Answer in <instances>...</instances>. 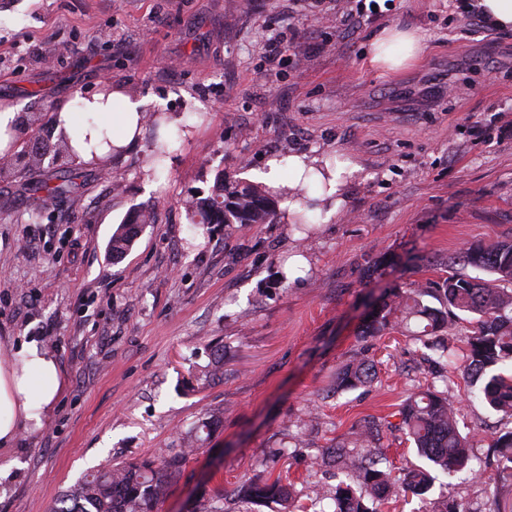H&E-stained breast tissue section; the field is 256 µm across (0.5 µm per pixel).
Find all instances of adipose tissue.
I'll return each instance as SVG.
<instances>
[{"mask_svg": "<svg viewBox=\"0 0 512 512\" xmlns=\"http://www.w3.org/2000/svg\"><path fill=\"white\" fill-rule=\"evenodd\" d=\"M395 42L405 46L403 56H393ZM421 51V38L415 32L386 29L372 44L370 62L381 70L397 72ZM79 102L81 114H74L67 104L52 114L56 134L70 140L77 160L103 161L110 158L112 147L124 149L134 142L144 100L131 98L116 84L110 95L98 92L80 97ZM62 388L58 359L36 341L0 343V449L13 447L23 432L41 427Z\"/></svg>", "mask_w": 512, "mask_h": 512, "instance_id": "obj_1", "label": "adipose tissue"}]
</instances>
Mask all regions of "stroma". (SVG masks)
I'll return each instance as SVG.
<instances>
[{"label":"stroma","instance_id":"obj_1","mask_svg":"<svg viewBox=\"0 0 512 512\" xmlns=\"http://www.w3.org/2000/svg\"><path fill=\"white\" fill-rule=\"evenodd\" d=\"M464 0H0V105L19 106L26 136L54 141L39 170L0 171V340L53 352L64 388L53 416L24 433L0 480V512H50L84 474L185 453L157 512H276L242 502L247 479L293 483L297 512L314 486L334 489L327 450L366 418L396 479L418 458L394 428L424 390V349L394 331L358 337L370 302L439 280L473 244L512 239V30L482 28ZM416 31L424 51L394 76L372 67L380 30ZM281 42L280 63L267 44ZM117 82L167 114L181 135L161 177L146 164L151 128L83 184L51 202L26 190L72 164L50 114ZM350 162L345 203L310 189L308 232L292 224L206 225L186 207L216 175L254 180L268 159ZM149 208L132 250L107 246ZM374 380L337 391L358 352ZM448 394L479 477L439 476L421 498L379 512H498L485 483L489 447L512 420L473 398L461 372ZM217 415L204 440L187 432Z\"/></svg>","mask_w":512,"mask_h":512}]
</instances>
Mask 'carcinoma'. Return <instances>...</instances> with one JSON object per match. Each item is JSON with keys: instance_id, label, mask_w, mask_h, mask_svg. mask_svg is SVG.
Masks as SVG:
<instances>
[{"instance_id": "cac0c4a2", "label": "carcinoma", "mask_w": 512, "mask_h": 512, "mask_svg": "<svg viewBox=\"0 0 512 512\" xmlns=\"http://www.w3.org/2000/svg\"><path fill=\"white\" fill-rule=\"evenodd\" d=\"M80 174L60 171L40 179L32 187L43 193V200H55L74 192ZM288 195L285 187L271 188L219 175L207 196L187 207L190 223L274 224L285 218L278 202ZM153 221L149 211H138L119 225L109 242L112 258L128 253L138 239L143 225ZM471 267L485 276H469L455 266ZM437 301L432 305L429 299ZM359 335L377 336L401 328L416 343L431 350L434 363L448 359V347L434 346L428 337L449 323L466 321L471 330L466 336L462 373L471 396L482 400L490 409L512 417V375L502 368L512 364V240L471 245L451 259L448 276L435 287L416 284L391 298L377 303L368 315ZM376 375L375 365L365 356H357L337 375L336 389L362 386ZM395 428L413 441L418 454L428 465L408 470L403 487L423 496L433 486L439 471L447 477L469 467L474 437L460 432L456 413L447 392L432 385L408 398L398 411ZM383 425L366 419L354 440L331 449L337 458L339 473L344 476L336 485L332 500L334 512H377L373 503L398 492L389 460L381 444ZM498 449L495 473L488 485L504 508L512 510V430L500 435L493 444ZM185 456L174 455L161 464L144 460L118 464L86 476L66 490L54 503L51 512H155L169 488L179 479ZM245 501L265 500L288 512L294 491L278 477L272 481H247L238 489Z\"/></svg>"}]
</instances>
